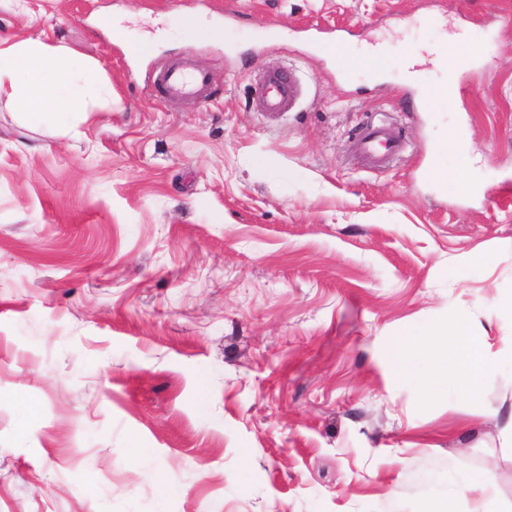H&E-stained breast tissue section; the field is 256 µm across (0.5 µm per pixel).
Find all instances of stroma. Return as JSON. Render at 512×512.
Returning a JSON list of instances; mask_svg holds the SVG:
<instances>
[{
	"instance_id": "1",
	"label": "stroma",
	"mask_w": 512,
	"mask_h": 512,
	"mask_svg": "<svg viewBox=\"0 0 512 512\" xmlns=\"http://www.w3.org/2000/svg\"><path fill=\"white\" fill-rule=\"evenodd\" d=\"M105 10L132 39L165 35L130 58L92 26ZM198 16L222 38L194 39ZM509 16L512 0L0 8L1 41L65 44L112 85L69 130L0 101V512H433L487 469L458 512H512V367L430 402L392 358L403 331L459 316L512 349ZM454 36L458 91L409 111ZM186 55L213 95L172 107L153 75ZM268 68L299 85L276 118L253 96ZM383 113L406 148L371 169L355 144ZM492 483L491 474L489 472L480 474L479 476L467 478L461 485L448 492V498L441 510H433V512H456L454 510L455 498L458 494H465L476 490H483Z\"/></svg>"
}]
</instances>
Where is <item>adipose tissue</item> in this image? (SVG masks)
<instances>
[{
	"mask_svg": "<svg viewBox=\"0 0 512 512\" xmlns=\"http://www.w3.org/2000/svg\"><path fill=\"white\" fill-rule=\"evenodd\" d=\"M103 84L99 68L65 45L26 39L0 47V100L18 107L29 121H88ZM394 364L401 377L421 385L426 398L448 387L471 398L499 360L485 336L459 317L447 326L407 330L394 346Z\"/></svg>",
	"mask_w": 512,
	"mask_h": 512,
	"instance_id": "1",
	"label": "adipose tissue"
}]
</instances>
